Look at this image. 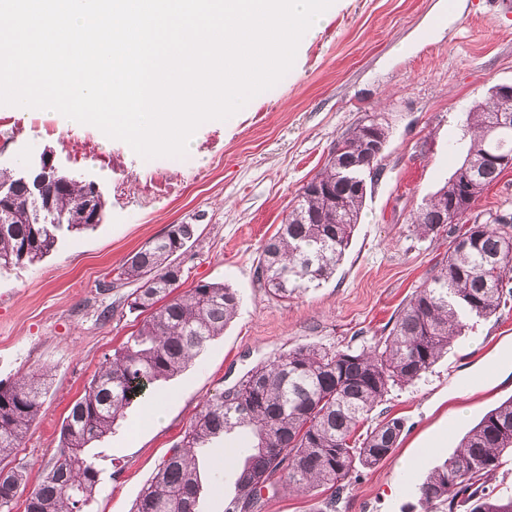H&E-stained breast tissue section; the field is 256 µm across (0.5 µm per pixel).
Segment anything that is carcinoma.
<instances>
[{"instance_id": "carcinoma-1", "label": "carcinoma", "mask_w": 512, "mask_h": 512, "mask_svg": "<svg viewBox=\"0 0 512 512\" xmlns=\"http://www.w3.org/2000/svg\"><path fill=\"white\" fill-rule=\"evenodd\" d=\"M499 101L488 97L468 113L463 132L469 148L463 162L482 161L469 172L478 201L506 171L486 161L512 155V127H498ZM368 123L342 136L349 170L328 156L304 184L277 232L262 246L255 267L259 287L286 299L329 279L343 259L359 223L364 192L349 185L365 163ZM463 167L411 215L420 238L452 234L446 256L398 311L388 334L369 346L331 349L297 346L249 370L235 385L212 394L190 421L173 453L136 499L133 512H200L199 456L215 439L248 430V446L219 460L235 470L234 493L224 512H262L268 493L303 494L323 487L330 494L318 512H336L344 487L358 473L384 460L404 430L399 418L384 419L354 439L359 427L392 388L415 383L465 331L464 318L490 317L512 298V208L507 204L473 216L463 232L442 223V200L460 192ZM46 202L31 198V181L0 170V268L33 264L53 252L60 237L95 228L85 200L93 185L70 176L44 180ZM339 197L336 205L327 197ZM193 224H172L133 253L116 281L137 283L129 311L149 315L122 347L104 358L98 372L64 419L60 445L43 467L41 483L28 492L25 512H85L100 483L88 447L109 433L136 400L157 401L153 387L182 371L207 344L224 333L237 314V292L222 282H200L180 292ZM49 370L34 368L0 382V512H13L26 488L24 470L5 460L41 415ZM512 460V399L487 412L462 438L456 452L418 487L423 512H512V494L488 478Z\"/></svg>"}]
</instances>
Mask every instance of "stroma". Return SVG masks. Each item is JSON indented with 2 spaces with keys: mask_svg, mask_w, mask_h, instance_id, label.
Here are the masks:
<instances>
[{
  "mask_svg": "<svg viewBox=\"0 0 512 512\" xmlns=\"http://www.w3.org/2000/svg\"><path fill=\"white\" fill-rule=\"evenodd\" d=\"M512 84V19L486 0H339L303 38L291 70L229 119L211 120L184 157L145 159L95 126L59 128L49 112L0 106V168L18 172L51 153L59 172L93 183L106 205L95 229L65 234L39 262L0 269V381L50 370L41 416L12 463L27 488L59 446L63 420L112 353L141 323L104 290L130 254L172 224H192L180 258L182 289L219 281L235 288L238 313L206 349L160 383V416L135 403L92 452L103 480L92 512H131L144 484L181 440L204 400L254 366L306 343L371 344L449 247L417 237L413 211L462 163L466 114L488 89ZM368 113L389 128L382 173L367 186L361 219L335 274L282 301L255 281L262 244L341 136ZM166 167L178 195L146 199L152 170ZM512 397V302L478 319L416 384L393 388L369 424L399 417L397 448L346 485L339 512H403L416 488L451 456L463 435ZM244 432L216 440L200 458L201 512H224L232 469L211 457L237 448Z\"/></svg>",
  "mask_w": 512,
  "mask_h": 512,
  "instance_id": "obj_1",
  "label": "stroma"
}]
</instances>
